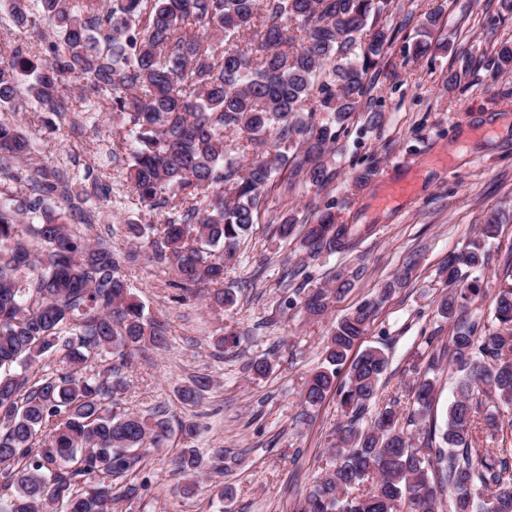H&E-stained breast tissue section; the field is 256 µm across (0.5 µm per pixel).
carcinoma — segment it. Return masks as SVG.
I'll return each mask as SVG.
<instances>
[{"label":"carcinoma","instance_id":"cac0c4a2","mask_svg":"<svg viewBox=\"0 0 512 512\" xmlns=\"http://www.w3.org/2000/svg\"><path fill=\"white\" fill-rule=\"evenodd\" d=\"M390 6L391 0H112L106 8L103 0H10L17 27H46L45 49L34 62L0 47V107L61 117L73 95L122 114L132 193L151 211H174L158 227L125 224L126 239L153 237L152 261L175 272L170 287L191 295L212 286L215 301L229 305L234 294L222 288L224 268L258 221L277 172L290 167L319 187L332 180L327 155L336 127L358 111L396 38L381 22ZM233 142L253 148V159L241 163L229 151ZM373 172L352 171L351 190ZM1 179L24 188L17 196L0 191V478L13 488L9 512H112L143 488L129 479L142 448L164 446L173 428L160 414L114 413L125 390L119 371L100 380L82 375L80 366L107 350L125 360L134 351H162L167 331L144 314L112 242H85L69 230L57 205L71 199L64 174L37 161L22 125L2 120ZM304 228L314 257L353 252L361 243V230L337 222L330 204ZM499 228L489 219L440 271L448 292L437 312L455 323L448 363L461 372L441 444L432 446L429 435L417 448L406 430L435 401V337L426 340L427 366L404 417L397 400L379 403L386 353L369 347L349 358L377 309L412 279L415 261L398 266L372 299L336 323L301 399L309 410L334 391L346 420L338 426L335 466L317 478L300 512H438L444 493L451 512H512V449L482 454L472 446L474 415L495 426L498 405H512V284L499 292L492 327L464 315L478 289L472 274L488 263L486 242ZM332 283L308 296L310 314H324L351 288L341 273ZM56 352L71 369L29 384L23 372ZM210 386L208 376L198 375L178 398L197 406ZM372 405L376 413L366 424ZM174 468L185 479L182 493L192 494L203 469L197 450L181 449ZM83 477L99 481L79 493ZM365 482L373 487L351 495Z\"/></svg>","mask_w":512,"mask_h":512}]
</instances>
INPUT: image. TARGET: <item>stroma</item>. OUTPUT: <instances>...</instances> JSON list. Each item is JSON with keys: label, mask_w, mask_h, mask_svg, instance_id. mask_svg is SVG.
<instances>
[{"label": "stroma", "mask_w": 512, "mask_h": 512, "mask_svg": "<svg viewBox=\"0 0 512 512\" xmlns=\"http://www.w3.org/2000/svg\"><path fill=\"white\" fill-rule=\"evenodd\" d=\"M433 11L439 14L431 30L437 49L433 57H413L412 44ZM388 22L399 34L360 112L333 146L334 180L318 188L292 176L271 188L258 224L226 268L224 285L236 295L230 306L216 304L207 291L173 301L174 274L146 261L149 242L132 246L121 237L126 222L157 225L164 217L141 208L130 193V157L117 145L124 128L119 113L104 114L94 129L77 111L59 119L18 113L36 139L38 158L60 167L73 195L96 198L95 221L73 218L71 231L140 253L122 271L145 314L168 330L165 350L134 353L123 369L120 406L196 426L191 445L205 474L195 495L180 492L183 479L173 465L183 446L178 439L148 452L132 472L147 488L120 501L117 512H298L316 478L333 466L338 401L328 395L306 413L300 393L336 322L372 298L394 268L415 260L413 278L379 309L361 340L389 358L381 399L410 408L411 387L427 365L424 337L435 335L444 345L451 331L437 313L445 292L438 270L495 214L500 233L487 245L480 292L468 307L469 315L491 319L512 265V70L495 63L499 47L512 43V10L505 0H392ZM452 72L457 82L451 86ZM372 112L377 122L369 121ZM368 165L375 169L369 183L347 192L351 168ZM394 184L409 186V193L389 197ZM331 200L340 221L367 232L359 253L310 257L301 226ZM289 214L299 229L284 239L277 226ZM340 270L353 273L350 290L327 314L308 315L306 297L329 286ZM230 332L239 334L238 347L218 349L216 338ZM254 359L270 363L268 376L253 377L247 365ZM194 375L209 376L212 385L203 403L191 407L177 391ZM221 484L233 486V500L218 496Z\"/></svg>", "instance_id": "stroma-1"}]
</instances>
